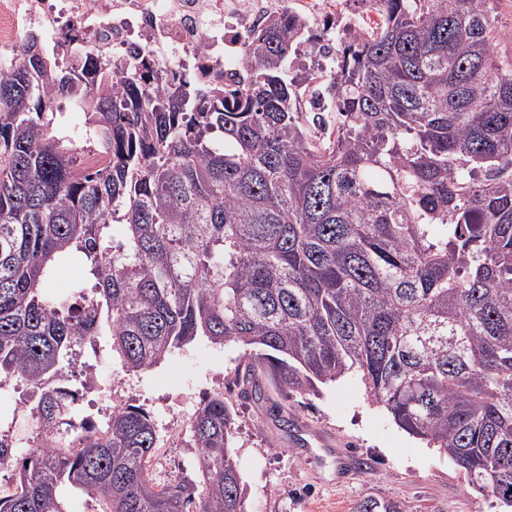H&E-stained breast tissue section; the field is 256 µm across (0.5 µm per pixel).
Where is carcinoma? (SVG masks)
<instances>
[{"label":"carcinoma","instance_id":"carcinoma-1","mask_svg":"<svg viewBox=\"0 0 512 512\" xmlns=\"http://www.w3.org/2000/svg\"><path fill=\"white\" fill-rule=\"evenodd\" d=\"M310 78L332 113L305 112L288 61L323 36L291 7L248 39L250 75L204 90L92 48L58 61L35 33L0 68V383L54 386L26 411L50 447L12 462L0 512H245L224 393L190 421L203 489L150 475L149 414L115 406L54 435L70 358L101 336L129 372L205 338L244 349L241 395L317 392L355 372L395 423L512 506V54L495 0H359ZM83 110L106 158L88 167L53 109ZM123 226L121 238L113 223ZM78 258L75 300L45 285ZM356 512H400L366 500Z\"/></svg>","mask_w":512,"mask_h":512}]
</instances>
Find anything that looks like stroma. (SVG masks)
<instances>
[{"label":"stroma","instance_id":"stroma-1","mask_svg":"<svg viewBox=\"0 0 512 512\" xmlns=\"http://www.w3.org/2000/svg\"><path fill=\"white\" fill-rule=\"evenodd\" d=\"M241 354L239 346L200 339L130 374L111 338L100 337L73 369V384L99 386L77 410L99 422L112 399L144 409L158 434L154 482L196 487L201 477L189 421L207 395L223 392L239 415L231 447L247 512H355L367 499L392 500L401 512H512L472 488L446 456L401 430L372 402L357 373L313 395H285L268 380L263 400H247L230 385ZM114 372L121 382L112 398L106 383ZM274 404L292 417L293 426H281L270 412Z\"/></svg>","mask_w":512,"mask_h":512}]
</instances>
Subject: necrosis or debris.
Returning <instances> with one entry per match:
<instances>
[{
    "mask_svg": "<svg viewBox=\"0 0 512 512\" xmlns=\"http://www.w3.org/2000/svg\"><path fill=\"white\" fill-rule=\"evenodd\" d=\"M284 7L285 0H0V63L14 62L27 28L54 43L66 24L101 59L140 51L156 73L218 87L246 77L249 32Z\"/></svg>",
    "mask_w": 512,
    "mask_h": 512,
    "instance_id": "4bbe7bcc",
    "label": "necrosis or debris"
}]
</instances>
